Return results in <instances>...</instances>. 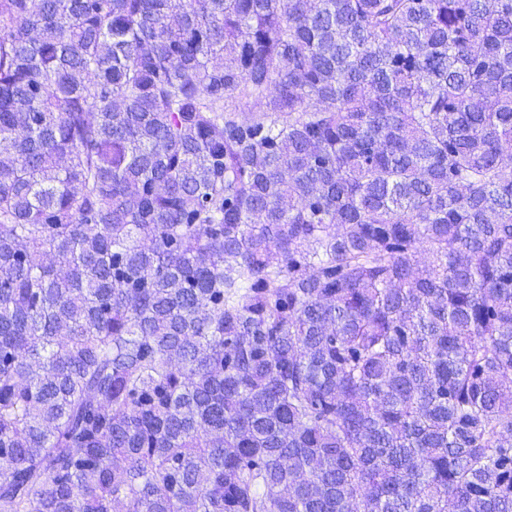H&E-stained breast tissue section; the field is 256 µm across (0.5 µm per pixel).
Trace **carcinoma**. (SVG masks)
Returning <instances> with one entry per match:
<instances>
[{
    "instance_id": "carcinoma-1",
    "label": "carcinoma",
    "mask_w": 512,
    "mask_h": 512,
    "mask_svg": "<svg viewBox=\"0 0 512 512\" xmlns=\"http://www.w3.org/2000/svg\"><path fill=\"white\" fill-rule=\"evenodd\" d=\"M511 154L512 0H0V512H512Z\"/></svg>"
}]
</instances>
